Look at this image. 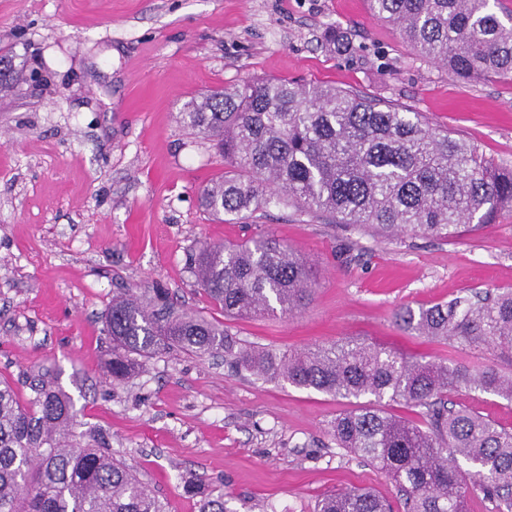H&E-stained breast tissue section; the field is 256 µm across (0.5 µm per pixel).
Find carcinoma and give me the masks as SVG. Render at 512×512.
Returning <instances> with one entry per match:
<instances>
[{
	"label": "carcinoma",
	"mask_w": 512,
	"mask_h": 512,
	"mask_svg": "<svg viewBox=\"0 0 512 512\" xmlns=\"http://www.w3.org/2000/svg\"><path fill=\"white\" fill-rule=\"evenodd\" d=\"M498 0H367L370 13L399 29L418 55L465 82L512 80V11ZM322 41L356 48L337 26ZM0 70V94L23 80ZM181 119L214 142L224 175L200 192L219 217H254L272 205L327 213L338 224L449 239L495 223L512 207V168L492 165L466 140L437 132L416 112L324 83L252 79L186 102ZM198 285L232 318L286 316L312 300L316 275L303 255L266 234L245 243H204L191 255ZM112 342L108 372L131 377L159 352L211 357L266 380L286 381L356 405L336 416V446L385 470L404 512H468L469 492L512 512V431L449 395L479 390L512 402V376L454 359L422 362L347 339L296 353L242 343L227 327L177 312L162 290L128 289L104 313ZM399 325L452 350L475 344L512 354V288L405 308ZM35 398L21 403L0 380V512H169L166 502L102 436L82 443L74 402L45 373ZM411 409L392 416L384 401ZM198 512H227L224 490L201 498ZM317 512H392L379 494L350 489Z\"/></svg>",
	"instance_id": "carcinoma-1"
}]
</instances>
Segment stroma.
I'll return each mask as SVG.
<instances>
[{"label": "stroma", "instance_id": "obj_1", "mask_svg": "<svg viewBox=\"0 0 512 512\" xmlns=\"http://www.w3.org/2000/svg\"><path fill=\"white\" fill-rule=\"evenodd\" d=\"M331 25L355 57L321 45ZM1 56L27 79L0 96V379L27 401L31 377L49 372L74 399L78 431L105 435L170 512H197L190 477L223 486L228 512H313L353 487L394 498L383 470L336 446L330 423L348 401L176 352L108 379L103 314L119 290L165 288L176 309L255 346L360 338L445 358L447 345L395 314L512 287V208L447 241L379 239L287 206L221 222L199 191L224 159L180 110L256 77L326 83L420 113L506 166L512 82L450 78L365 0H0ZM266 233L313 260V299L290 316L225 319L189 257ZM451 399L512 430L511 402Z\"/></svg>", "mask_w": 512, "mask_h": 512}]
</instances>
